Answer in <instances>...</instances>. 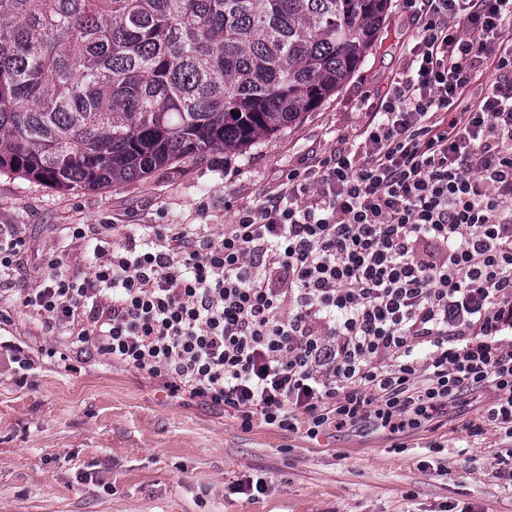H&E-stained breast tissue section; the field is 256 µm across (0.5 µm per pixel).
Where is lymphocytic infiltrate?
<instances>
[{"label": "lymphocytic infiltrate", "mask_w": 512, "mask_h": 512, "mask_svg": "<svg viewBox=\"0 0 512 512\" xmlns=\"http://www.w3.org/2000/svg\"><path fill=\"white\" fill-rule=\"evenodd\" d=\"M404 71L366 121L222 234L152 226L88 276L0 231V289L69 354L96 351L242 429L404 435L491 390L512 434V0H408Z\"/></svg>", "instance_id": "1"}]
</instances>
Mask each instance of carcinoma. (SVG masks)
Masks as SVG:
<instances>
[{
    "mask_svg": "<svg viewBox=\"0 0 512 512\" xmlns=\"http://www.w3.org/2000/svg\"><path fill=\"white\" fill-rule=\"evenodd\" d=\"M389 9L0 0V173L97 191L242 153L333 96L372 54Z\"/></svg>",
    "mask_w": 512,
    "mask_h": 512,
    "instance_id": "obj_1",
    "label": "carcinoma"
}]
</instances>
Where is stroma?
Listing matches in <instances>:
<instances>
[{
	"label": "stroma",
	"instance_id": "1",
	"mask_svg": "<svg viewBox=\"0 0 512 512\" xmlns=\"http://www.w3.org/2000/svg\"><path fill=\"white\" fill-rule=\"evenodd\" d=\"M406 0H391L377 46L330 99L296 127L243 153L214 152L146 180L61 193L0 174V226H16L28 251L17 286L38 285L43 256L56 252L70 274L92 269L95 240L61 242L67 224L100 226L101 237L136 235L144 224H207L221 233L234 211L255 206L307 154H329L337 133L365 121L360 100L386 88L415 32ZM7 335L27 366L0 349V512H512V438L495 425L468 437L489 394L470 396L402 436L381 429L310 440L237 419L200 401L170 397L132 368L82 354L70 365L64 333L45 334L0 296ZM266 490L233 493L245 479Z\"/></svg>",
	"mask_w": 512,
	"mask_h": 512
}]
</instances>
